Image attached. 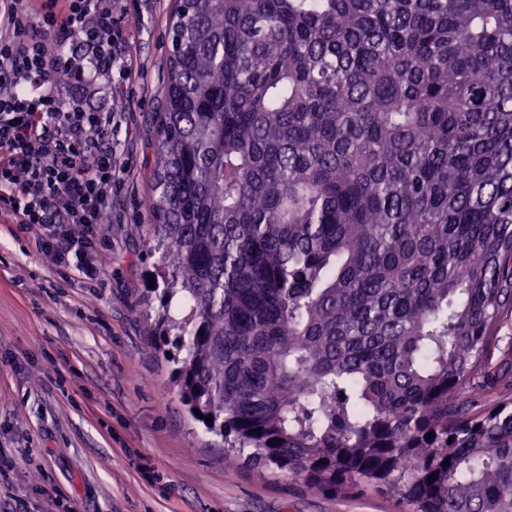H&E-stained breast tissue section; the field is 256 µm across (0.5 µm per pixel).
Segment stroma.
I'll use <instances>...</instances> for the list:
<instances>
[{
    "mask_svg": "<svg viewBox=\"0 0 512 512\" xmlns=\"http://www.w3.org/2000/svg\"><path fill=\"white\" fill-rule=\"evenodd\" d=\"M175 0H117L130 77L90 107L124 105L112 137L105 282L52 267L34 237L0 223V512H412L370 486L334 494L299 477L224 465L191 416L172 353L151 334L165 269L149 242Z\"/></svg>",
    "mask_w": 512,
    "mask_h": 512,
    "instance_id": "1",
    "label": "stroma"
}]
</instances>
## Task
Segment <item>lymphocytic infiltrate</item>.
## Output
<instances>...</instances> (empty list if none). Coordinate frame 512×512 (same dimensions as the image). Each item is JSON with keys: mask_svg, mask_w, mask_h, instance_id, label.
Instances as JSON below:
<instances>
[{"mask_svg": "<svg viewBox=\"0 0 512 512\" xmlns=\"http://www.w3.org/2000/svg\"><path fill=\"white\" fill-rule=\"evenodd\" d=\"M123 38L112 0H0V222L91 280L116 150L113 110H87L82 91L130 72Z\"/></svg>", "mask_w": 512, "mask_h": 512, "instance_id": "obj_1", "label": "lymphocytic infiltrate"}]
</instances>
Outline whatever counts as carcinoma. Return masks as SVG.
I'll return each instance as SVG.
<instances>
[{
    "label": "carcinoma",
    "instance_id": "1",
    "mask_svg": "<svg viewBox=\"0 0 512 512\" xmlns=\"http://www.w3.org/2000/svg\"><path fill=\"white\" fill-rule=\"evenodd\" d=\"M169 27L154 335L224 462L512 512V400L465 397L512 314V0H180Z\"/></svg>",
    "mask_w": 512,
    "mask_h": 512
}]
</instances>
